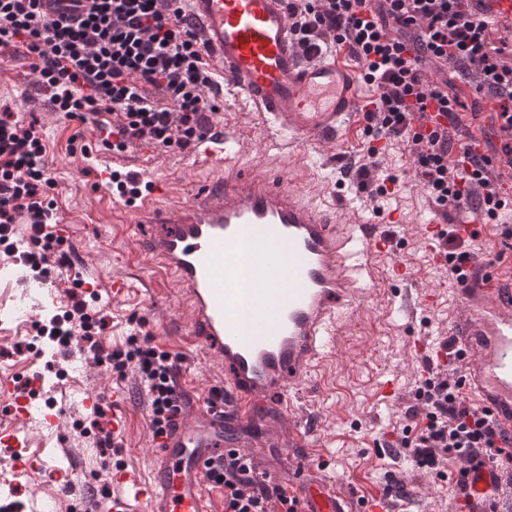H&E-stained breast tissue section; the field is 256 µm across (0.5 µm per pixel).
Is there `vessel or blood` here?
Masks as SVG:
<instances>
[{"label":"vessel or blood","mask_w":512,"mask_h":512,"mask_svg":"<svg viewBox=\"0 0 512 512\" xmlns=\"http://www.w3.org/2000/svg\"><path fill=\"white\" fill-rule=\"evenodd\" d=\"M185 27L216 75V90L242 102L269 130L274 157L301 159L307 148L340 149L362 123L358 68L346 56L305 57L293 40L286 0H187ZM241 133L209 121L204 137L179 164L205 170L189 198L170 204L171 184L155 174V147L132 156L112 149V117L96 116L89 142L77 154L94 176L92 201L129 219L135 253L151 257L175 278L187 315L185 344L202 348L224 369V380L202 404L196 390L175 377L182 412L156 442L149 476L134 483L144 512H224V490L207 471L235 447L233 428L247 422L267 398L289 411L293 390L332 354L343 321L371 278L369 260L392 259L405 295L407 320L433 309L439 296L415 291L416 271L396 257L379 226L342 217L335 206L306 198L291 173L240 163ZM438 225L420 230L425 256L446 263ZM448 334L452 368L479 407L489 409L498 439L512 441V269L497 268L454 291ZM318 433L297 424L289 448L318 455ZM0 445L14 448L12 467L25 476L22 491L37 496L38 481L60 487L72 470L28 454L13 429L0 427ZM466 512H503L487 495L503 483L491 463L468 476ZM298 512H392L383 493L353 504L334 479L304 468L289 483Z\"/></svg>","instance_id":"b4317fda"}]
</instances>
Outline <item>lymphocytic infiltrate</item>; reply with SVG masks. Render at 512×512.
Returning a JSON list of instances; mask_svg holds the SVG:
<instances>
[{
    "label": "lymphocytic infiltrate",
    "instance_id": "obj_1",
    "mask_svg": "<svg viewBox=\"0 0 512 512\" xmlns=\"http://www.w3.org/2000/svg\"><path fill=\"white\" fill-rule=\"evenodd\" d=\"M43 0H0V50L25 46L38 83L54 111L87 123L95 114L113 116L114 149L150 144L174 153L191 149L204 135L207 115L222 104L212 96L213 76L183 26L185 0H92L88 12L69 22L49 20ZM291 31L305 52L343 50L362 66L374 90L364 106L365 133L373 143L357 171L371 197L387 195L396 178L382 166L378 141L403 143L412 168L436 205L455 211L475 206L487 221L512 215V195L503 193L493 156L512 159V23L489 17V0H287ZM429 65L452 68L492 97L490 124L503 132L487 152L468 144L450 148L466 111V94L455 83L430 82ZM447 123L424 129L425 112ZM46 146L36 129L12 112L0 113V245H7L18 217H25L29 248L21 258L36 278L48 277L50 262L65 265L59 221L49 192ZM58 341L87 342V355L117 377L134 369L150 398V427L163 433L179 412L171 386L169 352L131 336L123 350L104 351L97 342L104 319L76 301L64 314ZM417 403L407 413L415 434L398 440L419 468L452 475L465 492V463L483 459L512 477V445L494 440L489 414L471 403L448 372L422 378ZM208 477L224 487V512H297L286 488L261 479L255 463L229 452Z\"/></svg>",
    "mask_w": 512,
    "mask_h": 512
}]
</instances>
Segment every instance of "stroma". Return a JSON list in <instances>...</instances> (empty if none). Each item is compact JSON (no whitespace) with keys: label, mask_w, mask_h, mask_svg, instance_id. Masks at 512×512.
Listing matches in <instances>:
<instances>
[{"label":"stroma","mask_w":512,"mask_h":512,"mask_svg":"<svg viewBox=\"0 0 512 512\" xmlns=\"http://www.w3.org/2000/svg\"><path fill=\"white\" fill-rule=\"evenodd\" d=\"M30 64L24 53L12 48L0 55V107L38 120L56 183L53 195L60 215L70 225V237L64 245L70 264L52 271L51 278L58 288L57 302L50 305L18 253L0 246V376L12 379L19 393L24 392L29 379L40 381L38 398L27 417L15 418L9 402L0 401V424L16 428L31 451L52 455L58 465L65 467L70 459H77L79 474L69 491L58 492L56 483L51 482L41 493L52 512H72L76 507L85 512H113L116 503L124 512H142L127 487L110 486L108 475L101 470L97 431L82 404L86 394L117 384L133 394L130 429L113 441L109 456L111 462L144 477L153 437L149 401L135 373H128L120 381L106 367L87 366L85 341L74 338L63 349L41 336V327L71 307L73 280H85L99 288L98 296L88 300L87 310L108 322L98 338L105 348L124 347L132 333L150 338L152 344L170 352L176 368L202 392L218 380L221 368L203 352L184 345L176 324L181 311L171 274L147 257L132 261L122 225L91 210L92 175L78 168L70 152L74 124L53 111L49 94L38 85ZM217 119L246 129L245 161L267 163L262 144L264 128L247 108L225 104ZM276 164L297 169L301 182L311 190L312 200L346 201L366 220H377L381 209H401L405 223L386 227L398 255L416 267L420 289L444 298L452 295V281L447 273L428 265L416 234L417 225L430 223L437 211L415 178L403 144L391 143L384 156L385 169L398 180L397 191L376 202L358 188L355 179H339L338 164L321 150L306 149L298 164L286 158L277 159ZM387 266V259H374L373 278L336 339L333 359L302 383L294 400L292 417H321L324 458L290 454L273 445L258 459L257 466L279 484L288 483L303 467H321L355 503L368 495L371 486L387 488L401 483L406 491L400 503L402 512H456L453 483L419 469L410 457L393 451L389 444L390 439L401 436L404 413L414 404L424 353L434 352L437 338L448 333V307L440 305L416 323H408L386 278ZM119 279L126 280L133 291L115 299L109 289ZM152 284L158 285L167 298L168 307L163 312L151 311L146 304V289ZM418 341L423 342L424 351L415 350ZM391 373L399 374L404 398L395 404H383L375 396L376 386ZM47 410L57 412L59 430L44 427L42 415Z\"/></svg>","instance_id":"35a3bbf8"}]
</instances>
